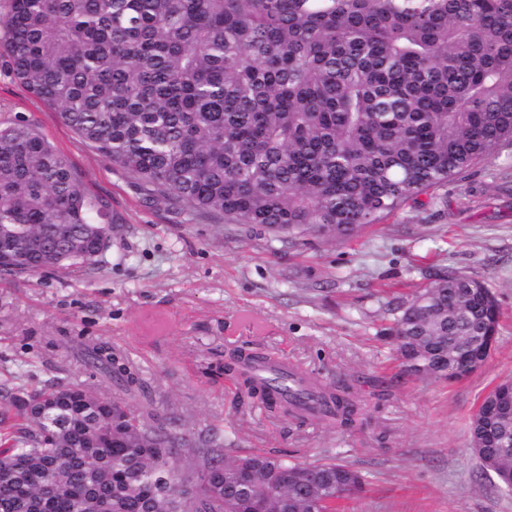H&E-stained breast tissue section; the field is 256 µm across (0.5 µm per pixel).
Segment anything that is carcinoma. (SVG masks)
Here are the masks:
<instances>
[{"instance_id":"obj_1","label":"carcinoma","mask_w":512,"mask_h":512,"mask_svg":"<svg viewBox=\"0 0 512 512\" xmlns=\"http://www.w3.org/2000/svg\"><path fill=\"white\" fill-rule=\"evenodd\" d=\"M0 53L28 90L107 161L191 212L275 236L349 241L448 185L512 140V0H0ZM112 217L32 126L0 127V272L80 271ZM483 282L450 272L402 301V357L434 342L458 357L498 329ZM83 364L121 392L79 386L13 398L0 417V512H336L366 479L335 461L231 456L224 435H177L136 412L130 360L104 342ZM235 349L240 394L302 422L353 428L355 388ZM485 448L512 472V418ZM193 448L204 488L160 493Z\"/></svg>"}]
</instances>
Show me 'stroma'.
<instances>
[{
	"label": "stroma",
	"instance_id": "stroma-1",
	"mask_svg": "<svg viewBox=\"0 0 512 512\" xmlns=\"http://www.w3.org/2000/svg\"><path fill=\"white\" fill-rule=\"evenodd\" d=\"M35 127L112 216L104 257L79 272L0 273V411L55 383L113 396L78 352L101 340L139 370L177 432L224 433L231 454L336 459L367 479L349 512H512V492L470 451L482 397L512 379V144L358 238L288 240L223 215L188 214L102 158L0 56V126ZM456 272L487 283L502 318L485 364L460 380L402 373L397 298ZM269 350L323 382L353 384L370 423H299L240 404L229 350ZM386 444H379V436Z\"/></svg>",
	"mask_w": 512,
	"mask_h": 512
}]
</instances>
